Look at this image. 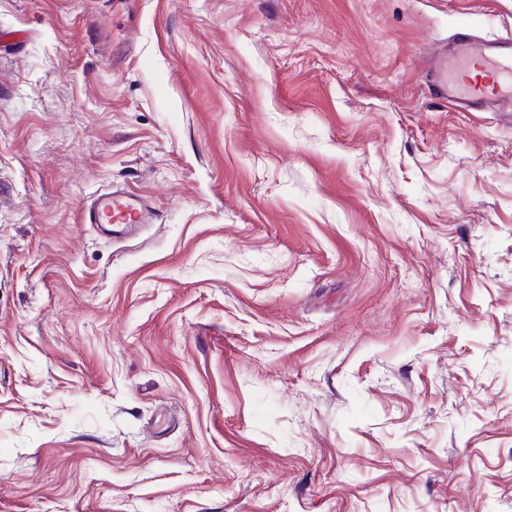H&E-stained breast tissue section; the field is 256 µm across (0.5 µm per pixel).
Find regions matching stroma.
Wrapping results in <instances>:
<instances>
[{
  "label": "stroma",
  "mask_w": 512,
  "mask_h": 512,
  "mask_svg": "<svg viewBox=\"0 0 512 512\" xmlns=\"http://www.w3.org/2000/svg\"><path fill=\"white\" fill-rule=\"evenodd\" d=\"M512 0H0V512H512ZM151 223L86 224L107 188ZM455 36L466 60L479 63L492 74V88L486 90L473 83L448 87L445 73H440L437 58L431 69L436 77L432 86L441 96L447 97L449 105L463 112H470L475 105L485 104L488 100H494L504 112H512V39L485 40L476 35L467 23L459 26ZM493 43L499 46L494 47Z\"/></svg>",
  "instance_id": "obj_1"
}]
</instances>
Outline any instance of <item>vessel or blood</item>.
Segmentation results:
<instances>
[{"instance_id": "vessel-or-blood-1", "label": "vessel or blood", "mask_w": 512, "mask_h": 512, "mask_svg": "<svg viewBox=\"0 0 512 512\" xmlns=\"http://www.w3.org/2000/svg\"><path fill=\"white\" fill-rule=\"evenodd\" d=\"M456 40L463 48L466 60L479 63L491 73L493 85L487 90L473 83L451 87L439 67L435 66L431 73L435 77L433 86L437 92L447 97L449 105L463 111L491 100L498 103L503 111L512 112V39L505 38L495 44L476 35L464 23L456 33ZM84 221L88 224L132 226L150 223L151 216L143 204L108 189L86 205Z\"/></svg>"}]
</instances>
